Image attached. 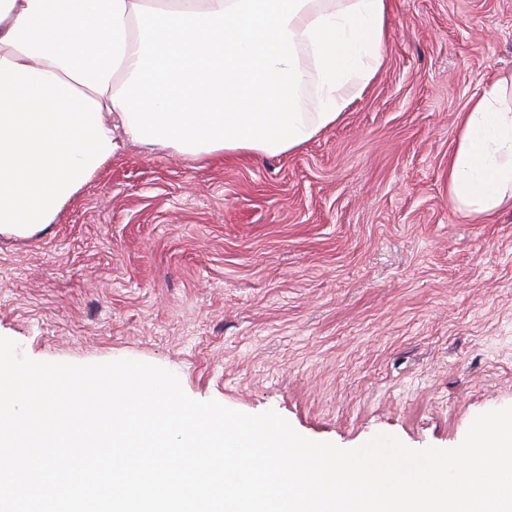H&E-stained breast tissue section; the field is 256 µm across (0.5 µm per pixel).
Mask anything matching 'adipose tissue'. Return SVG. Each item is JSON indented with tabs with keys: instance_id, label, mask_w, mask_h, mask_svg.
I'll return each instance as SVG.
<instances>
[{
	"instance_id": "ef3b65f1",
	"label": "adipose tissue",
	"mask_w": 512,
	"mask_h": 512,
	"mask_svg": "<svg viewBox=\"0 0 512 512\" xmlns=\"http://www.w3.org/2000/svg\"><path fill=\"white\" fill-rule=\"evenodd\" d=\"M0 0V234L29 236L117 149L187 157L297 149L336 124L382 64L391 0ZM315 111H301L303 86ZM448 198L512 199V73L459 122Z\"/></svg>"
}]
</instances>
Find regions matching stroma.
Here are the masks:
<instances>
[{"label":"stroma","mask_w":512,"mask_h":512,"mask_svg":"<svg viewBox=\"0 0 512 512\" xmlns=\"http://www.w3.org/2000/svg\"><path fill=\"white\" fill-rule=\"evenodd\" d=\"M383 63L281 155L118 148L28 237L0 236V336L131 359L198 401L350 449L452 448L512 406V204L448 199L458 117L512 72V0H392Z\"/></svg>","instance_id":"obj_1"}]
</instances>
